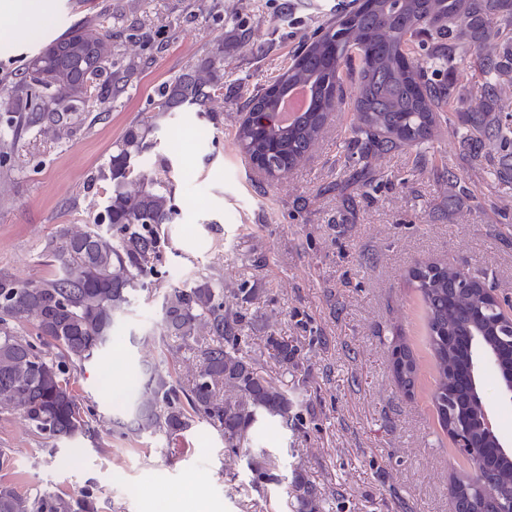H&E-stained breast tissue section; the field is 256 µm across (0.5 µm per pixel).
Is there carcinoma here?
<instances>
[{"label": "carcinoma", "mask_w": 512, "mask_h": 512, "mask_svg": "<svg viewBox=\"0 0 512 512\" xmlns=\"http://www.w3.org/2000/svg\"><path fill=\"white\" fill-rule=\"evenodd\" d=\"M466 66L482 77L477 92L457 83ZM112 55V28L74 29L45 45L26 63L13 89L0 90V112L16 138L33 127L62 137L74 125L77 105L97 111L123 91ZM310 87L311 104L292 125L278 120L268 88L249 96L248 118L235 131L243 152L284 172L299 165L321 139L327 115L351 100L357 112L346 148L356 160L346 183L363 194L379 181V159L414 152L413 171L430 169L448 187V203L472 198L466 172H484L493 185L512 183V0H354L318 27L294 51L277 77ZM97 88L99 96L91 95ZM224 97V44L166 84L153 102L160 115L210 112ZM455 127L465 162L459 171L428 167V149L445 125ZM156 126L130 125L97 180L105 184L103 210L80 233L61 228L48 242L54 267L48 277L19 281L0 276V413L21 417L35 434L57 441L98 434L92 409L75 391L82 364L107 348L112 328L130 311L135 292L162 288V319L154 335L173 336L196 360L187 384L158 366L145 371L144 391L127 406L130 424L113 421L120 435H163L171 441L202 419L224 437V451L246 460L256 482L278 481L270 455L252 448L249 432L264 420L294 429L302 412L283 381L267 375L249 350L250 322L224 299L220 279H192L161 287L157 265L163 226L174 221L170 163L139 165ZM425 311L434 371L431 403L439 426L470 414L467 428L484 443L472 407L471 385L460 375L469 361V339L483 334L502 365L512 347L485 301L484 276L451 265H419L408 271ZM263 348L284 368L298 364L302 349L271 331ZM393 373L415 388L421 362L408 340L393 345ZM470 474L456 476L458 512H496L512 485V464L486 453L484 491ZM293 512H323L325 497L301 469L289 482ZM84 499L54 494L31 498L0 484V512H92Z\"/></svg>", "instance_id": "cac0c4a2"}]
</instances>
